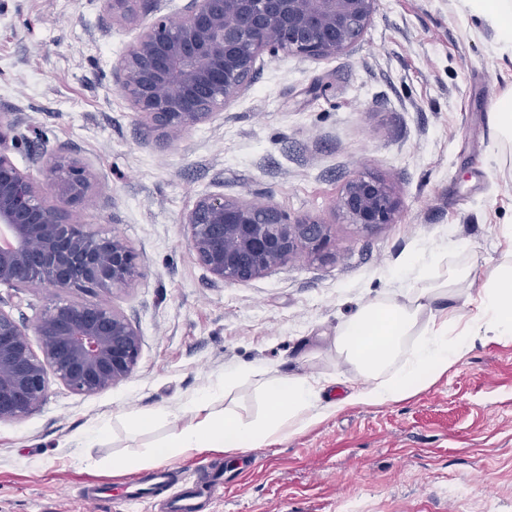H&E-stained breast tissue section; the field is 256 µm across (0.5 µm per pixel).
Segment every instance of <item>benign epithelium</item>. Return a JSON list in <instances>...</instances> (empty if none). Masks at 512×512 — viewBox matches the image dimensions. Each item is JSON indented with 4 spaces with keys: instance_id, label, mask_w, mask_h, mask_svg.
<instances>
[{
    "instance_id": "obj_1",
    "label": "benign epithelium",
    "mask_w": 512,
    "mask_h": 512,
    "mask_svg": "<svg viewBox=\"0 0 512 512\" xmlns=\"http://www.w3.org/2000/svg\"><path fill=\"white\" fill-rule=\"evenodd\" d=\"M112 18L137 21L142 0H104ZM377 0H187L179 18L142 24L112 68L115 82L150 133L173 140L209 122L250 85L257 59L288 52L329 58L348 52L370 26ZM16 122L0 116V285L35 284L60 291L127 289L140 276L137 254L117 234L91 232L74 215L86 201L89 175L77 160L55 156L46 180L19 169ZM399 197L382 180L358 174L339 208L369 232L395 223ZM188 244L213 283L243 284L305 251L331 257L330 225L291 217L273 205L208 193L183 216ZM0 298V421H18L46 400L51 383L96 395L127 380L138 363L139 328L118 307L52 296L35 325Z\"/></svg>"
}]
</instances>
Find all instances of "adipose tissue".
Here are the masks:
<instances>
[{
  "label": "adipose tissue",
  "instance_id": "adipose-tissue-1",
  "mask_svg": "<svg viewBox=\"0 0 512 512\" xmlns=\"http://www.w3.org/2000/svg\"><path fill=\"white\" fill-rule=\"evenodd\" d=\"M466 11L493 33L502 52L512 54V0H462ZM419 285L400 296L362 306L342 323L333 340L337 353L354 367L359 389L338 400L319 402L321 382L306 375L275 377L264 385L267 410L256 419L231 411L210 412L211 392L182 410L168 437L122 460L125 469H142L160 460L213 448L244 452L293 438L329 415L356 403L383 405L427 387L478 340L512 336V261L488 277L473 316L452 308L449 321L465 329L449 333L437 316L438 303L469 285L471 269L459 265L437 275L423 269Z\"/></svg>",
  "mask_w": 512,
  "mask_h": 512
}]
</instances>
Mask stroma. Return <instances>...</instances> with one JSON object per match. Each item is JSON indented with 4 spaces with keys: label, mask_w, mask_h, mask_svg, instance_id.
I'll use <instances>...</instances> for the list:
<instances>
[{
    "label": "stroma",
    "mask_w": 512,
    "mask_h": 512,
    "mask_svg": "<svg viewBox=\"0 0 512 512\" xmlns=\"http://www.w3.org/2000/svg\"><path fill=\"white\" fill-rule=\"evenodd\" d=\"M103 0H0V114L23 135L12 158L37 181L62 153L91 176L76 218L122 236L142 275L97 293L136 324L132 375L93 396L52 384L45 403L0 421V512H161L126 502L145 469L114 467L162 441L172 415L208 388L213 411L266 406L264 382L327 381L320 400L357 384L332 339L360 305L400 294L429 253L472 269L477 299L512 250V146L489 126L512 90V63L459 0H378L347 53L261 56L253 81L214 120L172 141L146 132L112 77L138 35ZM356 174L401 200L396 223L365 233L335 203ZM207 193L244 196L331 226L333 257L299 253L245 284H216L189 248L183 214ZM51 289L0 287L28 326ZM239 373L233 386L224 375ZM156 414L140 432L127 420ZM107 435L83 448L84 433ZM175 482L220 476L200 512H512V338L476 343L427 388L384 406L353 405L306 432L246 452L162 460ZM107 494L94 505L82 488Z\"/></svg>",
    "instance_id": "35a3bbf8"
}]
</instances>
